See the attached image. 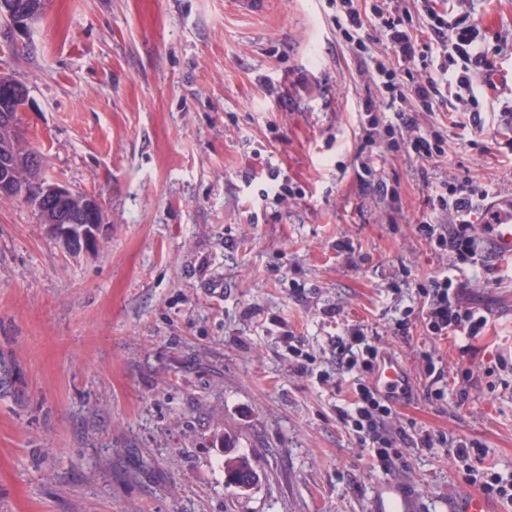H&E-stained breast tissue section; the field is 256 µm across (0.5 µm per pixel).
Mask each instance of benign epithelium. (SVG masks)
Returning a JSON list of instances; mask_svg holds the SVG:
<instances>
[{"label":"benign epithelium","instance_id":"obj_1","mask_svg":"<svg viewBox=\"0 0 512 512\" xmlns=\"http://www.w3.org/2000/svg\"><path fill=\"white\" fill-rule=\"evenodd\" d=\"M39 16L35 3L30 0L24 8L14 0H0V18L14 31L24 30ZM29 104L27 89L9 76L0 74V138L16 128L18 116ZM40 223L69 254L78 255L96 246L100 230L105 224L99 200L92 195L80 194L73 189L44 183L43 193L33 201ZM74 224H90V231H80L78 245H71L70 228Z\"/></svg>","mask_w":512,"mask_h":512}]
</instances>
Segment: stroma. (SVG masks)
<instances>
[{
  "label": "stroma",
  "instance_id": "1",
  "mask_svg": "<svg viewBox=\"0 0 512 512\" xmlns=\"http://www.w3.org/2000/svg\"><path fill=\"white\" fill-rule=\"evenodd\" d=\"M470 13L503 79L482 130H456L433 163L374 149L362 163L358 100L378 95L327 0H45L27 33L0 25V73L24 83L20 116L43 177L99 198L96 248L66 253L26 200L0 203V512H367L380 472L336 420L331 343L379 333L415 365L423 337L389 324L420 306L443 263L411 226L435 187L467 177L512 193V0H447ZM299 196L277 201L279 180ZM398 191L386 197L383 187ZM352 242L353 256L336 252ZM411 283L390 290L400 268ZM487 312L476 358H512V268H468ZM341 307L332 319L325 311ZM314 358L291 371L285 331ZM403 427L479 442L512 477V370L465 405L415 394ZM394 477L427 512L470 494L446 449L403 445ZM245 455L260 479L224 483Z\"/></svg>",
  "mask_w": 512,
  "mask_h": 512
}]
</instances>
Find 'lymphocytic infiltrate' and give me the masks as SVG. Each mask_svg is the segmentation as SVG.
Masks as SVG:
<instances>
[{"instance_id": "obj_1", "label": "lymphocytic infiltrate", "mask_w": 512, "mask_h": 512, "mask_svg": "<svg viewBox=\"0 0 512 512\" xmlns=\"http://www.w3.org/2000/svg\"><path fill=\"white\" fill-rule=\"evenodd\" d=\"M438 2L422 0L426 22L415 27L409 25L406 12L391 8L386 0H340L336 28L342 38L362 55L368 54L370 44L377 39L385 41L388 48L386 55L373 59L370 70L380 96L368 95L358 103L363 146H379L394 157L438 160L446 154L448 126L441 122L420 129L414 109L431 114L445 106L449 90L471 98L482 90L478 71L486 59L477 43L476 28L464 18L449 21ZM452 54L463 63L454 76L448 73V57ZM406 75L411 76V83H403ZM493 192L492 185L469 177L458 183H444L431 195L430 209L435 214H452V223L420 221L413 227L415 236L435 256L450 258L453 267L488 266L490 259L475 227L499 223V215L482 208ZM416 290L421 300L418 313L396 319L393 335L407 341L419 329L430 340L440 341L449 336L473 339L487 332L488 316L464 303L462 284L447 271L428 277ZM331 356L337 375L349 379L346 403L336 408L338 419L356 436L360 447L368 450L372 468L392 469L401 458L400 445L411 440L416 447L429 451L448 449L454 460L468 462L472 471L484 469L485 454L477 442L433 429L419 431L412 438L399 426L396 400L382 395L375 383L383 357L379 337L367 335L360 326L348 327L333 343ZM417 359L414 381L422 385L426 399L436 405L451 397L457 404H465L471 389L492 373L491 367L471 363L448 375L446 362L431 350L419 351Z\"/></svg>"}]
</instances>
